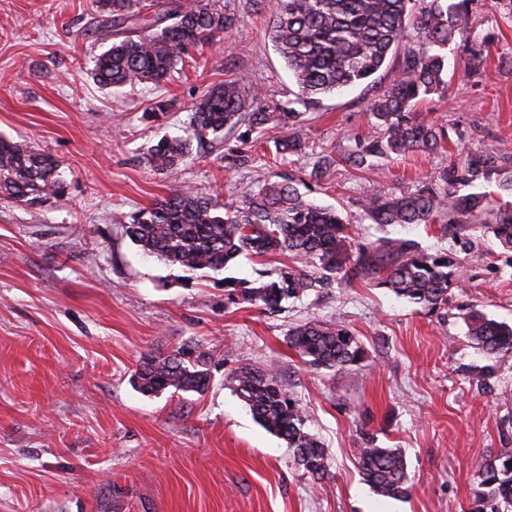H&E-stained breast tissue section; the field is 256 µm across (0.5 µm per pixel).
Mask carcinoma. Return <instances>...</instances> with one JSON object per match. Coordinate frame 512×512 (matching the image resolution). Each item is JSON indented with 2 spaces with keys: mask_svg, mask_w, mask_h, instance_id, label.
I'll use <instances>...</instances> for the list:
<instances>
[{
  "mask_svg": "<svg viewBox=\"0 0 512 512\" xmlns=\"http://www.w3.org/2000/svg\"><path fill=\"white\" fill-rule=\"evenodd\" d=\"M477 0H276L272 41L297 88L288 107L255 111L244 94L243 80L231 78L208 90L189 109L188 125L199 142L210 134L233 131L248 122L259 144L272 142L281 155L302 150L298 131L272 136L295 126L301 111L331 95L365 82L386 66L400 45L399 73L369 106L378 127L357 151L345 157L353 168L371 157L401 156L432 150L442 131L414 116L427 97L448 90V48L470 39L469 17ZM99 28L117 40L96 57L94 77L107 89L169 80L177 66L213 45L236 25L222 0H167L151 19L145 0H92ZM191 150L190 141L162 138L149 150L158 171L175 169ZM496 178L512 190V155L470 151L415 191L378 189L363 202L379 226L439 224L467 228L462 217L489 210L493 200L483 192L462 193L477 181ZM64 194L58 165L49 155L0 138V199L34 203ZM496 222L484 228L502 244L512 245V208H496ZM129 238L150 256L168 265L214 271L229 268L241 256L288 254L293 265L267 281L221 279L224 295L234 304L261 306L274 312L283 300L312 288L356 279L376 281L396 296L434 309L448 302L451 286L448 255L432 254L414 240L379 237L356 240L340 212L302 197L295 181L283 176L248 193L247 204L220 209L211 195L185 192L136 212L126 225ZM468 335L487 357L512 351V326L474 313ZM288 343L317 369L341 370L364 360V349L343 326L308 321L288 332ZM210 361L190 343L167 354L141 357L133 382L145 394L169 388L203 393L210 382ZM234 390L253 418L286 441L294 461L317 480L328 475V455L305 430L302 408L271 366L243 365L232 373ZM363 481L380 497L410 493L407 464L398 448L376 445L359 449ZM467 512H512V451L485 460Z\"/></svg>",
  "mask_w": 512,
  "mask_h": 512,
  "instance_id": "obj_1",
  "label": "carcinoma"
}]
</instances>
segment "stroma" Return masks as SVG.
<instances>
[{
  "label": "stroma",
  "instance_id": "obj_1",
  "mask_svg": "<svg viewBox=\"0 0 512 512\" xmlns=\"http://www.w3.org/2000/svg\"><path fill=\"white\" fill-rule=\"evenodd\" d=\"M274 0H224L238 18L168 83L100 88L93 58L112 40L90 0H0V136L52 156L65 195L38 205L0 200V512H463L489 455L512 450V352L489 359L467 334L479 311L512 326V249L490 233L469 243L436 224L388 228L447 252L448 303L429 310L371 281L314 288L275 313L229 303L218 275L146 256L117 218L184 191L243 205L290 173L299 192L338 208L364 240L380 231L362 208L375 189L412 191L469 150L512 153V0H479L454 75L417 116L443 129L433 152L346 156L375 132L369 105L397 72L390 60L363 83L305 110L310 148L280 161L245 128L193 144L170 174L146 160L165 135L186 136L190 107L225 79L244 78L258 105L286 104L295 86L273 46ZM487 45L483 70L465 75ZM166 98L170 117L145 119ZM333 156L322 179L319 153ZM346 327L365 351L340 371L314 369L288 346L291 327ZM200 344L213 358L208 389L145 395L131 378L147 351ZM273 365L322 442L330 471L313 481L287 443L236 396L231 373ZM402 449L409 497L363 481L368 441Z\"/></svg>",
  "mask_w": 512,
  "mask_h": 512
}]
</instances>
